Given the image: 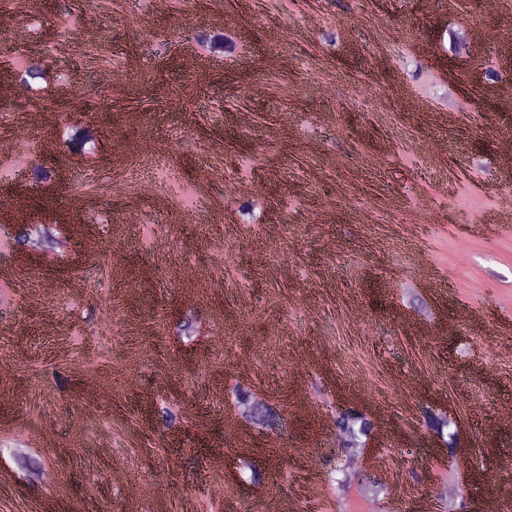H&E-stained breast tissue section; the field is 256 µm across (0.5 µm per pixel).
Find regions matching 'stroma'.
I'll return each mask as SVG.
<instances>
[{"mask_svg":"<svg viewBox=\"0 0 512 512\" xmlns=\"http://www.w3.org/2000/svg\"><path fill=\"white\" fill-rule=\"evenodd\" d=\"M56 2L52 39L0 31V81L37 51L77 84L0 100V136L24 131L36 159L78 123L98 151L61 145L64 180L35 186L0 160V195L32 224L74 212L99 250L64 238L56 266L21 267L17 225L0 228L14 271L0 281V512H444L452 481L479 512H512V95L480 89L449 125L418 105H447L512 40L496 26L512 0ZM228 21L248 54L197 75L195 33ZM466 26L479 43L444 65L447 32ZM240 386L266 417L242 416ZM441 401L458 415L451 450L424 423ZM146 402L176 423L143 420ZM351 404L378 425L354 461L332 428ZM46 422L51 443L28 436Z\"/></svg>","mask_w":512,"mask_h":512,"instance_id":"obj_1","label":"stroma"}]
</instances>
